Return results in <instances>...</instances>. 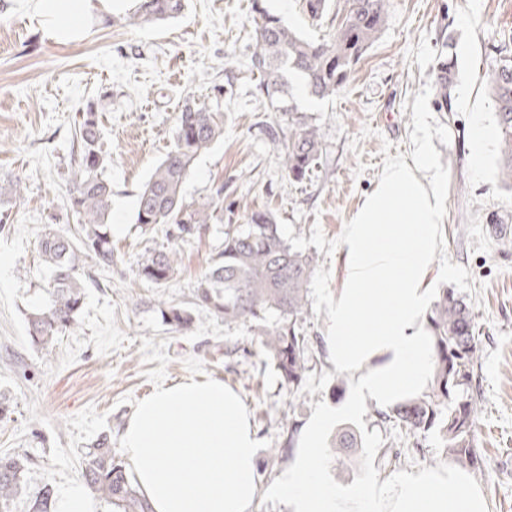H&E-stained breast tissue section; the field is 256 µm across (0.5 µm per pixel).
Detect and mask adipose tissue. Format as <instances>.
I'll list each match as a JSON object with an SVG mask.
<instances>
[{"instance_id":"1","label":"adipose tissue","mask_w":512,"mask_h":512,"mask_svg":"<svg viewBox=\"0 0 512 512\" xmlns=\"http://www.w3.org/2000/svg\"><path fill=\"white\" fill-rule=\"evenodd\" d=\"M48 37L80 38L131 0H34ZM445 217L441 182L426 151L382 173L346 224L343 285L331 302L327 347L351 382L341 413L389 408L429 385L433 342L426 328L428 275ZM337 412L307 423L278 491L291 512H489L485 491L454 467H425L391 484L352 489L327 482L325 432ZM259 446L248 412L223 383L192 379L155 390L137 406L123 449L151 512H252Z\"/></svg>"}]
</instances>
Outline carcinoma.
<instances>
[{
    "instance_id": "1",
    "label": "carcinoma",
    "mask_w": 512,
    "mask_h": 512,
    "mask_svg": "<svg viewBox=\"0 0 512 512\" xmlns=\"http://www.w3.org/2000/svg\"><path fill=\"white\" fill-rule=\"evenodd\" d=\"M186 0H140L124 21L152 23L176 18ZM388 0H348V8L332 36L309 41L287 26L281 17L254 0L256 41L252 68L262 77L260 90L276 124L286 176L304 180L323 150L320 129L292 100L293 81L300 79L317 98L332 96L343 86L381 31ZM455 79L453 59L440 54L435 68L436 108L449 111L450 89ZM490 93L500 132L499 174L512 188V56L499 55L490 73ZM77 155L71 172L66 206L78 218L71 233L48 225L39 247L49 271L45 298L26 314L33 346L46 348L77 322L86 298L84 263L101 268L114 262L111 215L112 183L105 176L106 157L100 147L98 113L89 107L79 115ZM224 136V113L187 99L174 126L173 142L141 188L135 223L143 231L169 225V237L184 241L203 224L223 221L220 205L224 187L214 194L188 200L183 185L195 161ZM222 248L211 258L198 280L188 306L161 311L163 321L178 329L194 323L193 311L204 308L224 319L227 326L264 320L271 312L279 319L265 325L257 336L259 350L272 360L288 388L303 382L308 367L309 337L301 324L310 314L308 290L315 257L294 249L285 238L276 215L253 209L244 224H227ZM179 252L173 246L149 251L138 264V277L155 287L174 277ZM434 345L431 384L427 391L386 411L381 421L416 435L438 430L443 448L457 462L479 463L474 438L477 399L469 394L481 351L475 336L474 315L465 298L446 288L427 314ZM30 462L21 455H0V512H50L54 486L44 481L30 487ZM82 477L99 498L119 512H149L131 474L112 450L111 436H100L85 452Z\"/></svg>"
}]
</instances>
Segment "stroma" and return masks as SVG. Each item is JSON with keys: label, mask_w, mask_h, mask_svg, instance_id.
<instances>
[{"label": "stroma", "mask_w": 512, "mask_h": 512, "mask_svg": "<svg viewBox=\"0 0 512 512\" xmlns=\"http://www.w3.org/2000/svg\"><path fill=\"white\" fill-rule=\"evenodd\" d=\"M253 0H186L181 15L144 27L112 17L90 25L78 40H50L33 0H0V180L21 179L19 198L0 225V389L14 410L0 421V455L31 460V482L54 488L81 479L83 454L104 433L121 451L124 426L149 390L182 380H218L236 390L260 440L254 512H289L276 487L297 451L289 423L305 426L324 406L350 392L326 345L329 302L341 288L345 224L394 161H413L427 147L443 180L444 245L429 274V293L455 290L470 303L482 340L473 389L479 398L475 439L481 455L471 480L488 495L490 512H512V251H502L495 228L512 226V190L499 177L500 138L488 90L497 49L512 52V0H389L385 24L335 95L311 96L302 82L293 94L316 124L324 150L303 182L282 168L280 148L268 134L274 121L251 70L255 44ZM270 12L304 37L330 38L346 0H331L311 19L304 0H263ZM453 37L456 88L467 103L435 107L434 73L444 37ZM224 94L214 98V86ZM218 102L224 136L203 153L184 184L199 198L223 191L224 221L242 224L249 210H272L289 243L313 254L311 314L303 324L311 342L310 370L288 391L274 364L260 352L244 354L259 330L225 326L207 310L176 330L163 307L188 305L198 279L223 238L214 225L186 241L163 229L142 232L136 200L171 142L186 97ZM100 115L105 170L112 184V268L90 269L87 298L77 324L39 350L28 340L24 312L41 298L47 271L38 239L46 225L71 229L66 209L75 120L87 106ZM487 143L473 164V125ZM175 245L180 262L163 288L140 281L142 255ZM235 355L225 357V347ZM352 427L361 439L344 463L328 457L332 483L355 487L370 478L390 483L425 466L444 467L438 431L416 436L380 420L375 406L338 417L325 437ZM401 455L384 464L379 448ZM285 456L273 459L269 449Z\"/></svg>", "instance_id": "1"}]
</instances>
